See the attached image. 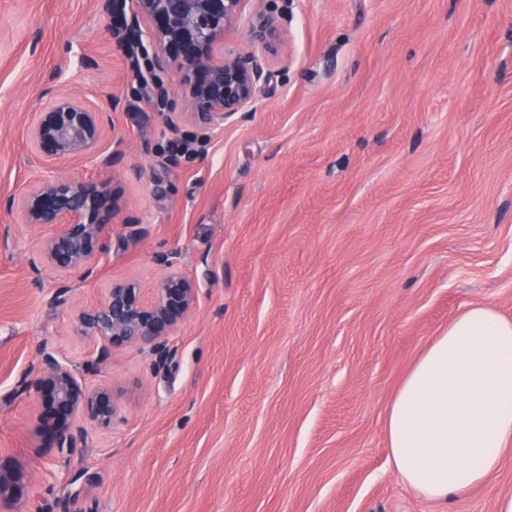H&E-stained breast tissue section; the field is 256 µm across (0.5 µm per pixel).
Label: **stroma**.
I'll return each instance as SVG.
<instances>
[{"instance_id": "1", "label": "stroma", "mask_w": 512, "mask_h": 512, "mask_svg": "<svg viewBox=\"0 0 512 512\" xmlns=\"http://www.w3.org/2000/svg\"><path fill=\"white\" fill-rule=\"evenodd\" d=\"M251 14L224 36L267 92L211 136L170 130L99 0H0V197L55 165L28 163L26 127L62 87L112 108L111 167L135 240L111 236L71 307L32 282L40 232L0 251V462L13 512H512V459L445 503L419 497L386 447L387 408L433 336L472 305L512 320V0H292L265 51ZM170 254L200 286L156 368L126 347L91 380L111 429L70 464L11 391L42 344L80 366L73 307L110 282L153 287ZM94 480L76 489L71 479Z\"/></svg>"}]
</instances>
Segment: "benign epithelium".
<instances>
[{
    "instance_id": "1",
    "label": "benign epithelium",
    "mask_w": 512,
    "mask_h": 512,
    "mask_svg": "<svg viewBox=\"0 0 512 512\" xmlns=\"http://www.w3.org/2000/svg\"><path fill=\"white\" fill-rule=\"evenodd\" d=\"M102 11L119 22L124 45L154 47L146 62L147 101L176 131L194 126L206 134L224 129V121L253 106L261 91L263 67L254 56L224 50V33L242 15L248 0H100ZM250 35L269 52L282 42L272 0H256ZM174 70L172 89L157 73ZM110 113L93 102L59 90L33 113L27 129L30 156L38 164H69L88 158L104 166L114 154L104 150ZM16 222L0 225V248L13 242L16 227L44 229L40 247L29 262L34 280L58 281L51 302L68 305L70 282L94 280L108 252L109 225L121 214L112 180L69 175L39 179L3 202ZM164 268L147 294L135 279L113 281L92 308L75 313L77 329L95 339L96 347L77 368L51 345L43 344L12 390L33 400L32 430L56 458L69 464L87 445L90 432L108 429L117 413L112 389L92 385L88 376L124 347L148 352L162 368L172 357L169 336L196 305L195 278L176 267L165 253L155 256ZM19 471L0 465V503L12 498Z\"/></svg>"
}]
</instances>
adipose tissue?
Returning a JSON list of instances; mask_svg holds the SVG:
<instances>
[{
    "label": "adipose tissue",
    "mask_w": 512,
    "mask_h": 512,
    "mask_svg": "<svg viewBox=\"0 0 512 512\" xmlns=\"http://www.w3.org/2000/svg\"><path fill=\"white\" fill-rule=\"evenodd\" d=\"M384 433L403 483L443 502L512 455V321L482 305L434 337L390 403Z\"/></svg>",
    "instance_id": "obj_1"
}]
</instances>
